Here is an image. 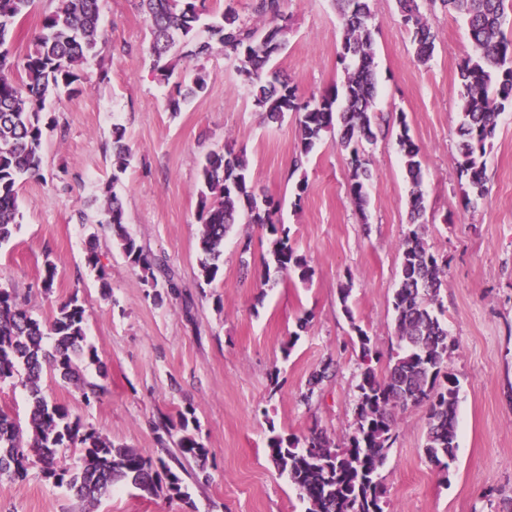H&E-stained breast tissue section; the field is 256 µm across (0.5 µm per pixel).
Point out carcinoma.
<instances>
[{"label": "carcinoma", "instance_id": "cac0c4a2", "mask_svg": "<svg viewBox=\"0 0 512 512\" xmlns=\"http://www.w3.org/2000/svg\"><path fill=\"white\" fill-rule=\"evenodd\" d=\"M32 2L0 0V244L18 228L19 184L41 169L46 103L64 93H80L83 63L107 43L100 26L99 0H58L55 9L43 16L23 58L13 59L16 25ZM442 4L463 17L474 51L459 67L457 170L473 195L467 199L470 204L488 194L486 144L501 113L512 107V41L502 31L504 0H442ZM336 5L343 25L337 52L344 72L343 94L326 92L304 100L296 85L270 69L272 59L287 43L288 24L280 0H256L254 11L263 22L260 28L244 21L230 2L205 24V0H140L149 19L153 70L160 80L169 82L178 64H197L211 54L213 43L220 44L224 58L236 64L256 108L269 121L277 123L288 112L299 114L295 166L302 165L324 133L340 125L337 145L349 152L352 165L350 198L363 215L370 169L360 147L375 139L376 25L370 0H336ZM397 7L412 35L418 61L427 63L436 36L417 0H397ZM202 24L208 33L205 38L197 34ZM18 69L24 75L14 76ZM207 80L208 74L199 67L189 81L174 82L167 103L170 111H180L188 99L204 93ZM397 141L410 185V220L415 224L425 214L422 170L419 146L404 120ZM130 158L125 130L116 125L112 128L114 180L126 171ZM199 178V277L205 283L219 276L224 239L237 224H259L273 236L263 261L264 282L273 275L287 278L296 270L301 280L311 279L312 270L290 244L288 228L276 218L278 204L255 194L245 150L226 145L207 154L199 165ZM102 223L112 227V237L128 263L144 271V281L151 288L157 286L158 271L170 291L176 292L178 285L166 261H149L128 231L123 205L115 194L104 203ZM447 265L419 229L410 231L401 247L400 282L393 300L400 352L389 360L383 374L370 366L376 358L370 336L352 325L365 368L357 385L355 427L343 447H335L317 427L301 439L279 434L268 438L271 461L300 492L306 512H384L378 471L397 438L393 415L398 408L427 405L428 459L444 470L455 460L457 382L448 372V327L435 313L439 291L446 286ZM48 339L52 340L49 348ZM97 362V350L87 343L85 308L77 296L62 302L53 320L44 324L30 315L14 292L0 289V382L20 375L28 394L26 425L0 410V477L23 481L29 469L37 466L46 480L73 493L82 512H94L117 484L179 500L196 512L184 479L172 466L190 458L199 467L195 482L207 480L203 475L207 448L196 436L194 410L179 413L175 421L162 417L153 424L160 447V454L153 458L112 441L66 406L47 399L42 383L44 372L50 371L80 390L86 402L99 400L107 386L87 381L81 369L83 364ZM172 444L177 451H172ZM62 448L79 449L77 462L61 463Z\"/></svg>", "mask_w": 512, "mask_h": 512}]
</instances>
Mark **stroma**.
<instances>
[{
    "label": "stroma",
    "instance_id": "obj_1",
    "mask_svg": "<svg viewBox=\"0 0 512 512\" xmlns=\"http://www.w3.org/2000/svg\"><path fill=\"white\" fill-rule=\"evenodd\" d=\"M110 43L87 57L85 92L48 104L52 128L38 176L19 186V226L0 244V288L25 298L33 318L53 319L78 296L99 365L86 380L108 393L84 403L74 385L45 374L48 399L114 442L153 455L152 423L194 409L208 448L204 485H190L197 512H304L286 476L268 455L270 433L300 437L323 429L342 445L355 424L361 358L353 324L377 350V371L398 351L393 297L400 247L408 235L409 184L397 144L401 124L420 148L426 239L446 258L447 286L438 302L448 327V370L458 381L457 449L450 470L425 452L426 406L395 412L398 438L379 470L385 512H512V109L502 113L486 146L484 199L467 204L457 171L458 66L472 54L463 19L437 0L421 11L436 36L428 63L416 57L396 0H373L377 33L376 139L368 205L358 213L349 194L350 156L325 134L302 166H294L299 117L268 122L221 46L203 65L202 96L167 108L169 88L152 71L149 21L137 0H100ZM288 43L272 66L307 95L341 87L337 61L342 25L334 0H283ZM122 125L133 160L112 177V127ZM245 149L250 180L280 202L278 218L313 271L262 283L267 229L239 224L224 240L222 274L198 275L199 163L225 142ZM306 184L298 192V184ZM118 194L127 228L149 258L167 261L179 285L149 289L112 233L101 205ZM102 269L86 261L90 248ZM57 274L42 280L46 260ZM109 282L110 296L100 285ZM350 286L351 314L339 292ZM163 299H154V291ZM329 376L310 404L299 401L311 375ZM181 501L122 486L97 512H185ZM0 512H81L65 489L31 470L25 481L0 478Z\"/></svg>",
    "mask_w": 512,
    "mask_h": 512
}]
</instances>
